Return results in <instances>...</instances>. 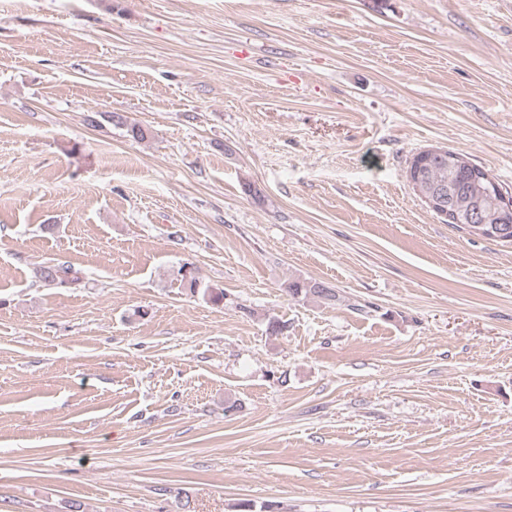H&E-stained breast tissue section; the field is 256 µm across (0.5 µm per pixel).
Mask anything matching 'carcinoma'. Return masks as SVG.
I'll use <instances>...</instances> for the list:
<instances>
[{"mask_svg":"<svg viewBox=\"0 0 512 512\" xmlns=\"http://www.w3.org/2000/svg\"><path fill=\"white\" fill-rule=\"evenodd\" d=\"M422 172L418 185L421 194L426 195L441 186L448 189V223L457 219V227L473 235L475 226L466 218L478 211L486 229L482 237L490 239L501 229L507 232L501 243L512 244V197H505L488 170L471 163L464 154L445 148L441 155L424 163ZM37 277L48 285H75L82 281V272L67 262L53 263L40 267ZM286 289L294 298L312 296L324 303L340 300L335 289L308 279H291Z\"/></svg>","mask_w":512,"mask_h":512,"instance_id":"carcinoma-1","label":"carcinoma"}]
</instances>
